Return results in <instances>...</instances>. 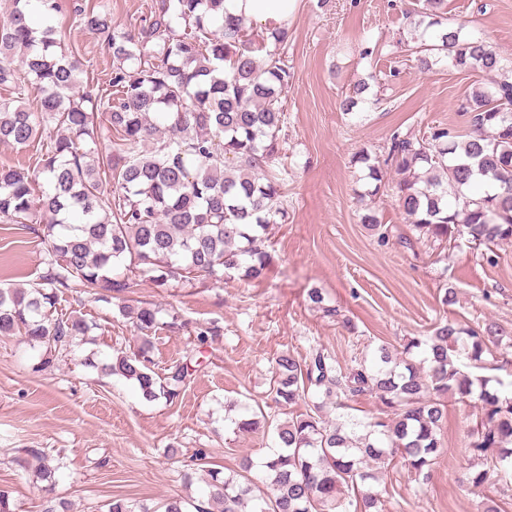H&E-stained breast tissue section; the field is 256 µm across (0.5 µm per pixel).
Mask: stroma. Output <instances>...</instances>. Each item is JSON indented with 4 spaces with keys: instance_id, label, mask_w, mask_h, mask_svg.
<instances>
[{
    "instance_id": "obj_1",
    "label": "stroma",
    "mask_w": 512,
    "mask_h": 512,
    "mask_svg": "<svg viewBox=\"0 0 512 512\" xmlns=\"http://www.w3.org/2000/svg\"><path fill=\"white\" fill-rule=\"evenodd\" d=\"M418 0H298L288 22L292 87L283 99L282 164L288 169L286 221L273 225L272 265L259 280H210L195 286L155 287L143 280L122 299L84 296L77 310L93 322L74 357L35 370L38 350L18 337L0 339V490L15 512H43L47 497L65 500L74 512H103L121 495L156 505L169 497L207 501L201 479L186 481L185 463L204 451L209 466L238 470L244 458L260 461L270 435L236 431L233 414L265 404L272 387V360L280 352L305 356L323 346L342 368L382 343L402 348L430 335L439 322L470 326L497 323L504 339L487 367L512 382V242L489 254L465 239L454 246L419 236L392 190L369 196V183L352 158L360 150L383 153L393 130L420 136L444 124L463 128L458 105L481 76L438 64L421 72L397 46L412 30L409 11ZM449 23L484 38L512 58V0H445ZM66 49L84 64L82 87L98 91L112 66L102 39L82 30L70 10L52 19ZM380 53L359 57L363 46ZM384 84L369 91L381 105L347 115L339 104L350 85L370 72ZM373 211L388 230L379 239L361 222ZM47 253L36 225L0 222V285H28L42 272ZM322 289L340 310L323 318L307 297ZM456 301H442L446 289ZM160 307V320L178 312L190 328L157 330L158 368L180 359L193 345L194 326L217 323L220 336L203 348L200 364L174 403L146 402L136 386L101 374L93 361L134 344L131 319L119 311L139 302ZM238 403L228 413L226 401ZM439 438L443 451L430 480L419 484L400 461L383 469L379 486L385 512H481L493 500L512 512V478L491 475L481 488L464 480L476 460L469 448L478 410L447 398ZM175 446L177 455L164 451ZM38 448L57 469L53 492L42 491L14 456Z\"/></svg>"
}]
</instances>
